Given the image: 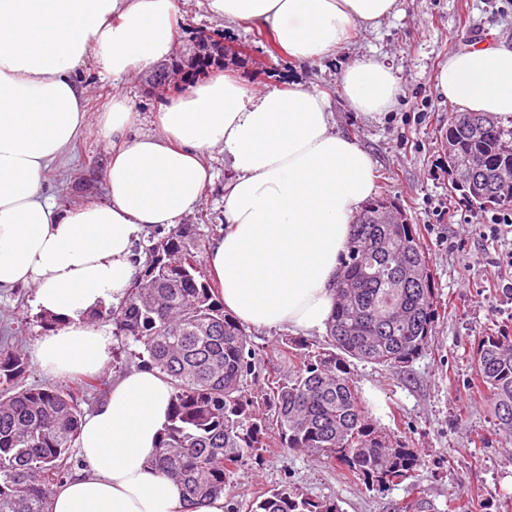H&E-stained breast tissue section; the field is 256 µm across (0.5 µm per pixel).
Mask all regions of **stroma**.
Instances as JSON below:
<instances>
[{
  "instance_id": "1",
  "label": "stroma",
  "mask_w": 512,
  "mask_h": 512,
  "mask_svg": "<svg viewBox=\"0 0 512 512\" xmlns=\"http://www.w3.org/2000/svg\"><path fill=\"white\" fill-rule=\"evenodd\" d=\"M176 46L182 71H191L207 37L224 48L211 72L228 73L262 90L298 83L323 92L335 128L356 139L376 162L377 195L399 201L422 229L442 306L429 345L407 371L395 373L367 362L352 371L377 427L415 448L419 466L410 479L375 490L344 466L315 454L265 452L259 466L240 471L230 492L245 503L290 484L314 500L331 499L341 512H405L421 500L423 512H512V442L493 427V406L469 384V352L479 336L512 327V302L501 292L512 282L506 243L484 240L464 221L432 224L434 206L459 210L445 167L448 126L458 111L436 91L450 52L476 35L512 42V0H396L394 12L374 27H357L347 50L316 63L294 61L255 39L254 28L213 18L205 0H177ZM373 58L390 67L398 84L391 111L365 116L353 111L341 83L354 60ZM87 87L89 121L69 153L45 174V189L61 207L106 200L104 168L110 144L98 117L113 96L125 97L140 122L152 130L155 114L177 93L174 84L151 82L142 71L120 81L102 76L94 58L79 67ZM212 181L199 215L190 216L203 245L224 232V185L233 172L223 153L205 158ZM33 290L0 291V336L32 358L38 339L51 330L33 305Z\"/></svg>"
}]
</instances>
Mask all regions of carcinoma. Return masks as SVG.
I'll return each mask as SVG.
<instances>
[{"label": "carcinoma", "mask_w": 512, "mask_h": 512, "mask_svg": "<svg viewBox=\"0 0 512 512\" xmlns=\"http://www.w3.org/2000/svg\"><path fill=\"white\" fill-rule=\"evenodd\" d=\"M447 148L448 169L459 175L471 208L512 209V121L459 112ZM351 230L323 344L307 351L289 339L260 370L253 345L202 272L193 224L170 228L148 249L125 299L98 313L171 387L169 425L151 466L182 485L187 512L223 495L261 456L271 431L276 447L340 463L373 489L395 486L415 470V450L368 421L351 366L359 360L399 370L413 363L431 337L438 289L420 230L389 199L367 201ZM470 357L472 384L493 404L496 430L512 438V333L480 337ZM27 370L21 353L0 345V512H50L53 487L78 467L83 394L106 392L96 375L74 388H20ZM245 512L338 506L284 486Z\"/></svg>", "instance_id": "cac0c4a2"}]
</instances>
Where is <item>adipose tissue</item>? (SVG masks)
I'll list each match as a JSON object with an SVG mask.
<instances>
[{"label":"adipose tissue","mask_w":512,"mask_h":512,"mask_svg":"<svg viewBox=\"0 0 512 512\" xmlns=\"http://www.w3.org/2000/svg\"><path fill=\"white\" fill-rule=\"evenodd\" d=\"M396 0H206L224 21L270 29L288 58L312 62L347 47L357 26L390 15ZM175 0H0V289L27 285L58 327L34 346L38 368L64 378L99 373L111 337L91 322L123 300L137 266L134 242L171 228L201 205L204 161L223 152L227 229L205 256L225 308L256 328H325L340 258L361 204L375 192L374 161L333 132L326 98L299 86L257 91L228 76L192 85L133 134L135 114L113 98L99 117L116 144L107 198L57 207L43 175L84 128L76 73L95 58L118 80L168 57ZM350 107L390 110L398 93L380 61L342 74ZM440 94L464 112L512 121V43L450 52ZM171 390L147 367L125 373L81 424L79 474L52 494V512H182L180 483L150 465L168 422Z\"/></svg>","instance_id":"obj_1"}]
</instances>
